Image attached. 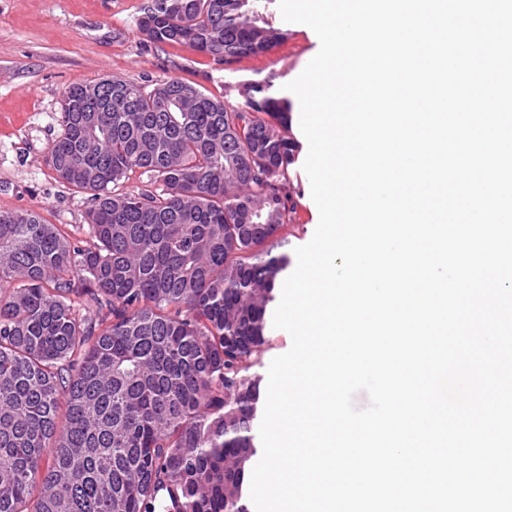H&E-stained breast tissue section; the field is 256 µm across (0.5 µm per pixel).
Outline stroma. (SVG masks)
I'll list each match as a JSON object with an SVG mask.
<instances>
[{"label": "stroma", "instance_id": "1", "mask_svg": "<svg viewBox=\"0 0 512 512\" xmlns=\"http://www.w3.org/2000/svg\"><path fill=\"white\" fill-rule=\"evenodd\" d=\"M150 2L0 0V211L34 210L48 223L82 235L90 195L63 184L47 161L70 86L111 75L146 86L179 78L239 106L245 82L270 77L283 88L320 47L310 27L284 23L278 0H265V16L287 29L286 42L269 54L227 65L184 45L148 41L138 21ZM291 115L295 151L288 171L298 229L285 248L289 254L311 240L319 221L303 170L308 143L299 104H292Z\"/></svg>", "mask_w": 512, "mask_h": 512}]
</instances>
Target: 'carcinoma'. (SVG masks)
<instances>
[{
  "mask_svg": "<svg viewBox=\"0 0 512 512\" xmlns=\"http://www.w3.org/2000/svg\"><path fill=\"white\" fill-rule=\"evenodd\" d=\"M258 0H152L154 43L230 64L287 34ZM170 78L63 95L48 161L87 239L0 212V512H250L254 370L293 235L291 103ZM154 189L122 188L129 173Z\"/></svg>",
  "mask_w": 512,
  "mask_h": 512,
  "instance_id": "cac0c4a2",
  "label": "carcinoma"
}]
</instances>
